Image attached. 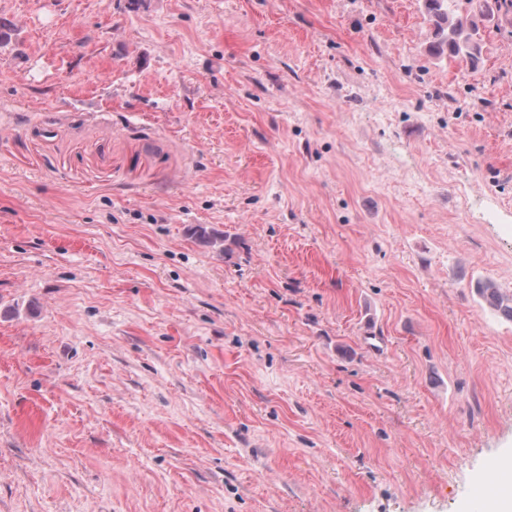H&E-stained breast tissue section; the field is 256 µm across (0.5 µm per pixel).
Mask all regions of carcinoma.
Here are the masks:
<instances>
[{
    "instance_id": "obj_1",
    "label": "carcinoma",
    "mask_w": 512,
    "mask_h": 512,
    "mask_svg": "<svg viewBox=\"0 0 512 512\" xmlns=\"http://www.w3.org/2000/svg\"><path fill=\"white\" fill-rule=\"evenodd\" d=\"M457 2L458 0H425L429 20L435 32L431 51L438 57L446 54L450 58H461L473 66L478 62L481 51L477 39L478 25L471 15L450 8V4ZM480 290L512 319V304L504 303L493 283H484Z\"/></svg>"
}]
</instances>
